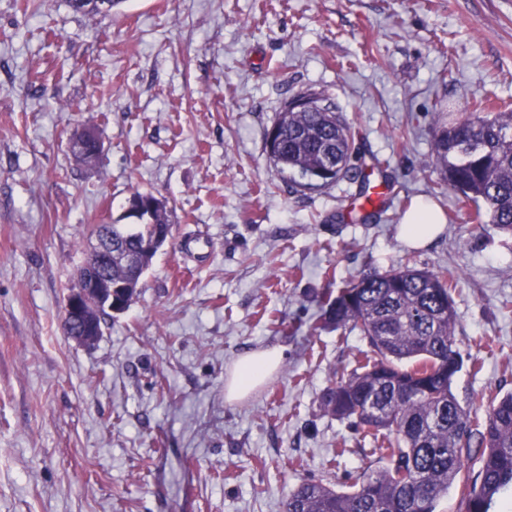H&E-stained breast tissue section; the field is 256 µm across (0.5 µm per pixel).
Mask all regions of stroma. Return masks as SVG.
Listing matches in <instances>:
<instances>
[{
  "instance_id": "35a3bbf8",
  "label": "stroma",
  "mask_w": 512,
  "mask_h": 512,
  "mask_svg": "<svg viewBox=\"0 0 512 512\" xmlns=\"http://www.w3.org/2000/svg\"><path fill=\"white\" fill-rule=\"evenodd\" d=\"M319 93L356 130L353 163L385 160L366 223L359 190L279 174L265 132ZM512 104V0H0V512H281L304 479L347 489L381 468L324 415L357 333H310L321 293L411 258L455 270L460 403L512 391V237L476 225L431 165L439 108ZM104 151L78 164L72 132ZM172 211L173 237L92 346L65 297L97 224L129 197ZM447 218L401 237L418 198ZM279 348L276 373L224 399L239 357Z\"/></svg>"
}]
</instances>
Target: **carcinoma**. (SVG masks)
Returning a JSON list of instances; mask_svg holds the SVG:
<instances>
[{
	"label": "carcinoma",
	"mask_w": 512,
	"mask_h": 512,
	"mask_svg": "<svg viewBox=\"0 0 512 512\" xmlns=\"http://www.w3.org/2000/svg\"><path fill=\"white\" fill-rule=\"evenodd\" d=\"M315 106L278 113L267 131L270 159L285 174L312 179L336 167L319 186L356 179L350 166L354 132L336 108L312 97ZM436 168L478 224L512 236V109L486 112L481 104L458 115L438 113L432 128ZM151 224L112 225V283L129 304L144 273L173 229L171 211L159 201ZM156 240L150 249L145 241ZM452 270L372 269L327 298L317 330L358 332L368 350L352 372L332 381L322 411L348 422L378 447L386 465L365 469L340 491L313 479L296 485L282 512H438L440 499L463 482L460 512H490L512 488V392L462 406L452 392L464 360L456 349ZM485 408L483 420L472 410ZM479 451L475 478L466 475L471 448Z\"/></svg>",
	"instance_id": "carcinoma-1"
}]
</instances>
